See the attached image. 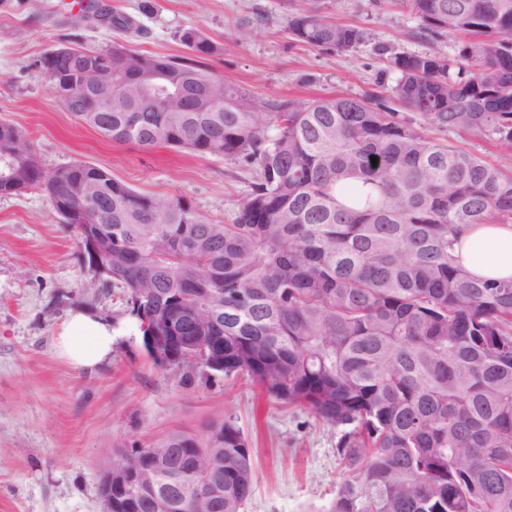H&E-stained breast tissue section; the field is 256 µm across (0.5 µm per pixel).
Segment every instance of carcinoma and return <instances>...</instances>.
Instances as JSON below:
<instances>
[{"label": "carcinoma", "instance_id": "1", "mask_svg": "<svg viewBox=\"0 0 512 512\" xmlns=\"http://www.w3.org/2000/svg\"><path fill=\"white\" fill-rule=\"evenodd\" d=\"M400 3L420 35L457 47L390 56L397 79L384 96L256 103L204 68L217 47L195 25L176 33L181 57L99 49L116 88L110 140L241 158L254 181L224 224L181 196L158 199L75 162L65 169L96 185L103 212L53 209L79 241L112 238V276L98 284L123 314H193L192 358L174 364L257 382L336 430L343 475L327 512H512V280L473 278L451 255L463 226L512 221V172L445 139L512 149V0ZM97 16L106 29L130 25ZM288 30L339 52L366 39L315 5L291 14ZM151 61L184 96L133 126L139 90L124 76ZM41 66L54 89L73 59L46 55ZM206 78L219 111L194 112ZM0 126L18 135L0 139V193L49 195L36 165L21 168L24 187L9 185L12 152H35L19 124ZM211 336L224 342L222 371L204 360ZM156 448L191 458L192 472L159 467ZM132 454L115 460L141 463L142 497L112 512H242L254 492L251 451L231 420L213 421L202 441L173 431ZM218 471L224 496L195 495L193 483Z\"/></svg>", "mask_w": 512, "mask_h": 512}]
</instances>
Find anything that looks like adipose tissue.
Listing matches in <instances>:
<instances>
[{
    "mask_svg": "<svg viewBox=\"0 0 512 512\" xmlns=\"http://www.w3.org/2000/svg\"><path fill=\"white\" fill-rule=\"evenodd\" d=\"M453 256L471 276L512 279V223L469 225L455 242ZM112 344L111 324L78 312L63 324L57 347L72 365L91 368L111 356Z\"/></svg>",
    "mask_w": 512,
    "mask_h": 512,
    "instance_id": "adipose-tissue-1",
    "label": "adipose tissue"
}]
</instances>
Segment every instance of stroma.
<instances>
[{"mask_svg":"<svg viewBox=\"0 0 512 512\" xmlns=\"http://www.w3.org/2000/svg\"><path fill=\"white\" fill-rule=\"evenodd\" d=\"M95 1L142 32L91 21L79 32L85 47L118 42L180 56L177 31L199 25L218 48L207 70L256 101L360 96L394 83L389 55L456 49L452 38L435 44L420 37L418 20L398 0H326V16L367 33L349 52L291 38L288 18L305 0H154L147 14L143 0H0V119L25 128L44 171L81 161L157 198L182 196L226 223L250 191L253 165L112 142L77 125L54 98L39 60ZM245 26L251 34L244 39ZM85 309L108 321L121 305L100 292L42 192L0 194V512H104L99 485L117 447L172 430L201 438L210 421L225 418L251 448L255 489L244 512H323L342 477L331 427L239 378L187 380L182 369L155 364L128 317L109 359L74 367L56 342L65 320Z\"/></svg>","mask_w":512,"mask_h":512,"instance_id":"stroma-1","label":"stroma"}]
</instances>
